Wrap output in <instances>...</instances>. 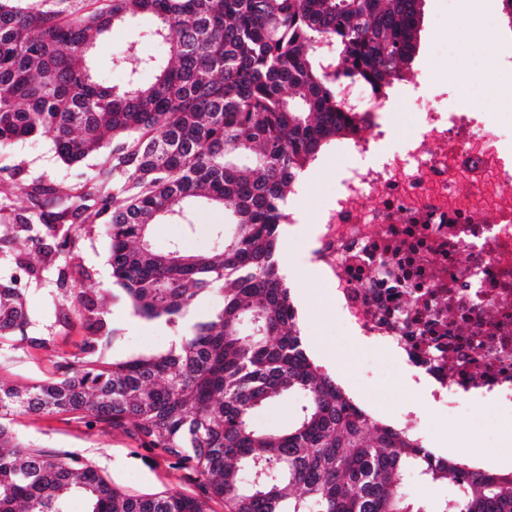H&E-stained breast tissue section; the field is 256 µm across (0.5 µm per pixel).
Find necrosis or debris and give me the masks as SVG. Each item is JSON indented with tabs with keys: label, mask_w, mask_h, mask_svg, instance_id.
<instances>
[{
	"label": "necrosis or debris",
	"mask_w": 512,
	"mask_h": 512,
	"mask_svg": "<svg viewBox=\"0 0 512 512\" xmlns=\"http://www.w3.org/2000/svg\"><path fill=\"white\" fill-rule=\"evenodd\" d=\"M420 131L380 164L345 167L317 230L353 337L436 415L465 400L512 417V165L494 120L415 94Z\"/></svg>",
	"instance_id": "obj_1"
}]
</instances>
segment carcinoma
I'll return each instance as SVG.
<instances>
[{
  "label": "carcinoma",
  "instance_id": "1",
  "mask_svg": "<svg viewBox=\"0 0 512 512\" xmlns=\"http://www.w3.org/2000/svg\"><path fill=\"white\" fill-rule=\"evenodd\" d=\"M422 0H109L64 15L0 0V148L50 139L66 164L101 162L90 183L18 184L53 241L41 266L56 267L74 236L102 224L114 283L133 313L174 333L164 351L109 360L113 329L97 297L66 288L89 333L81 355L33 383L0 381V512H512V472L486 473L423 447L376 420L309 357L297 311L279 273L277 242L288 194L319 153L352 138L371 114L342 90L366 84L380 98L410 80ZM151 19L155 53L126 57V78L106 85L89 53L112 28ZM152 75L145 83L141 76ZM217 205L208 254L172 243L155 250L160 222L192 229L196 204ZM223 303L191 312L205 295ZM31 322L15 280L0 282V348ZM294 421L267 429L253 415L292 395ZM61 414L90 429L121 431L190 472L199 497L177 490L138 496L108 482L77 453L50 455L23 444L18 415ZM448 478L458 494L437 504L410 500L402 481Z\"/></svg>",
  "mask_w": 512,
  "mask_h": 512
}]
</instances>
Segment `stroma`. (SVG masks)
Listing matches in <instances>:
<instances>
[{
	"label": "stroma",
	"instance_id": "stroma-1",
	"mask_svg": "<svg viewBox=\"0 0 512 512\" xmlns=\"http://www.w3.org/2000/svg\"><path fill=\"white\" fill-rule=\"evenodd\" d=\"M461 8V0H422L413 78L423 90L447 104L450 111L471 113L479 122L489 117L511 122L512 112L497 106L482 67L491 57H500L502 63L495 68L494 75L512 81V21L503 10L502 0H478L477 19L471 25L455 23ZM145 24V19L137 17L114 26L106 40L98 45L93 65L107 83L116 85L124 81L122 59L128 52L154 53V44L141 36ZM407 88L404 82L394 84L386 102L395 105V112L380 113L376 125L365 126L358 133L356 139L367 143L370 152L388 154L417 132L421 117L411 103L402 99ZM351 142L339 139L329 144L304 173L293 194L292 208L303 229L280 236V259L299 257L311 248L306 229L313 226L317 216L326 214L336 192L338 173L348 162L346 151ZM98 163V158L93 157L79 164H64L56 157L49 139L37 137L0 151V179L75 185L87 179ZM223 221L222 210L206 206L194 213L192 230H185L180 224L154 225L152 242L162 250L178 241L190 252L202 254L213 248L214 227ZM109 249L108 238L98 226L92 225L80 232L65 258L67 269L73 272V285L104 298L106 317L115 330L109 355L120 359L167 349L169 337L159 330L156 322L135 316L125 292L113 284ZM56 278V271L50 270L43 272L39 280L26 281L32 317L29 338L0 350V380L28 383L43 379L82 348L86 331L79 319H72L66 334L55 332L56 319L74 311L73 302L63 299ZM290 288L302 336L315 339L328 353L327 359L321 362L322 367L329 374H340V382L348 394L377 420L393 423L405 405L404 399L393 393L396 372L378 354L364 353L362 346L350 336L336 309L325 273L295 268ZM49 335L55 341L48 347L32 346V339ZM471 410L470 404H462L445 420L424 414L428 436L439 441L447 457L462 462L468 461L477 448L487 456H498L500 450L492 432L465 425L464 419ZM14 426L24 444L49 453H79L108 481L130 492L144 494L167 489L188 495L199 492L193 476L174 459L161 451L140 447L130 434L92 430L82 421L64 415L20 416Z\"/></svg>",
	"mask_w": 512,
	"mask_h": 512
}]
</instances>
